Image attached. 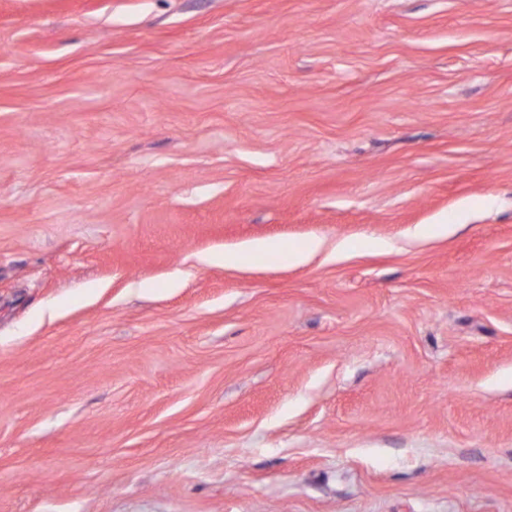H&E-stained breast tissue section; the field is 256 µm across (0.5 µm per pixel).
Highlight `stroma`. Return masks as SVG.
<instances>
[{"label":"stroma","instance_id":"1","mask_svg":"<svg viewBox=\"0 0 512 512\" xmlns=\"http://www.w3.org/2000/svg\"><path fill=\"white\" fill-rule=\"evenodd\" d=\"M0 512H512V0H0ZM271 246L265 242H257L241 251H224V255L213 254L207 258L209 263L224 262V266H234L243 263L250 256L268 251Z\"/></svg>","mask_w":512,"mask_h":512}]
</instances>
